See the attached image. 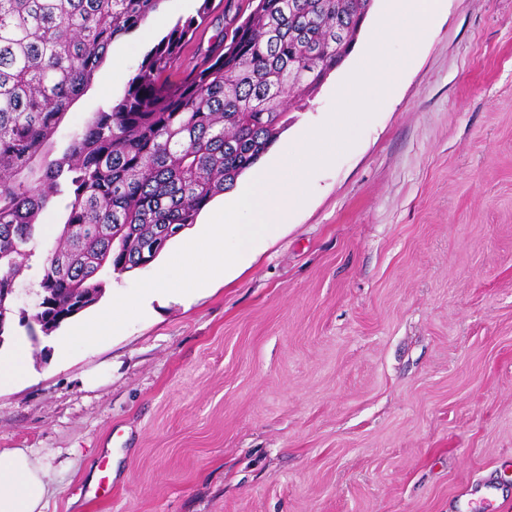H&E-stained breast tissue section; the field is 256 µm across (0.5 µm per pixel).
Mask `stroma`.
Returning a JSON list of instances; mask_svg holds the SVG:
<instances>
[{
    "label": "stroma",
    "instance_id": "35a3bbf8",
    "mask_svg": "<svg viewBox=\"0 0 512 512\" xmlns=\"http://www.w3.org/2000/svg\"><path fill=\"white\" fill-rule=\"evenodd\" d=\"M201 5L162 0L115 41L58 146ZM383 8L262 164L329 118ZM248 13L216 0L185 57ZM21 337L0 453L32 451L46 512H512V0H440L247 268L68 356L16 322L0 351Z\"/></svg>",
    "mask_w": 512,
    "mask_h": 512
}]
</instances>
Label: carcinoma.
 <instances>
[{
	"label": "carcinoma",
	"mask_w": 512,
	"mask_h": 512,
	"mask_svg": "<svg viewBox=\"0 0 512 512\" xmlns=\"http://www.w3.org/2000/svg\"><path fill=\"white\" fill-rule=\"evenodd\" d=\"M162 0H0V289L13 288L65 201L62 230L38 272L31 319L46 336L103 294L101 274L153 263L275 144L290 106L338 68L373 0H249L247 17L182 59L196 19L177 21L123 95L58 132L117 39ZM181 73L177 80L172 79Z\"/></svg>",
	"instance_id": "obj_1"
}]
</instances>
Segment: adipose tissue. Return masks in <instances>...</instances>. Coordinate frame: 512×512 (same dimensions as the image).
<instances>
[{"label": "adipose tissue", "instance_id": "1", "mask_svg": "<svg viewBox=\"0 0 512 512\" xmlns=\"http://www.w3.org/2000/svg\"><path fill=\"white\" fill-rule=\"evenodd\" d=\"M46 473L23 448L0 453V512H45Z\"/></svg>", "mask_w": 512, "mask_h": 512}]
</instances>
